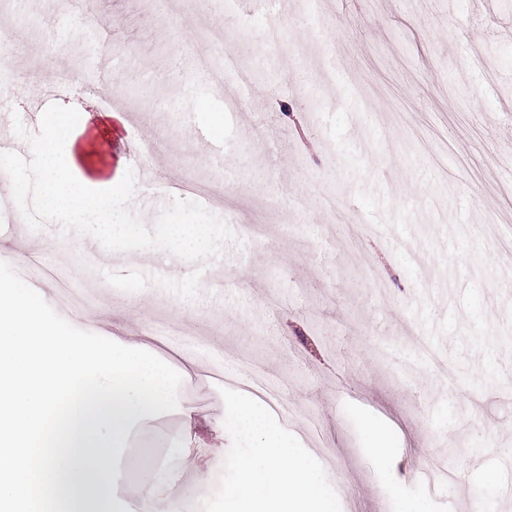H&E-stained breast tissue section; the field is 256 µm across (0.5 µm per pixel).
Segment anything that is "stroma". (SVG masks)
Wrapping results in <instances>:
<instances>
[{"label": "stroma", "instance_id": "obj_1", "mask_svg": "<svg viewBox=\"0 0 512 512\" xmlns=\"http://www.w3.org/2000/svg\"><path fill=\"white\" fill-rule=\"evenodd\" d=\"M268 8L224 21L225 47L253 67L248 93L216 91L197 68L212 14L192 0H97L90 26L69 9L9 0L0 25L23 23L31 46L0 58V76L69 72L75 93L43 94L46 112L86 114L103 145L105 178L133 168L132 210L153 225L184 199L225 219L241 239L202 273L187 301L156 285L128 293L104 272L181 278L170 254L114 255L93 238L29 230L0 187V260L49 304L70 293L74 326L127 343L143 335L185 377L179 413L130 425L112 456L110 512H147L140 485L201 512L194 490L214 491L231 439L222 389L263 378L281 392L272 415L324 467L341 512H478L484 491L512 490V0H304L282 23L287 51L265 52ZM479 53L482 66L468 62ZM332 72L341 94L303 96L296 69ZM224 115L218 147L204 117ZM288 113H281V106ZM22 154L18 179L36 183L39 130L20 94L0 97ZM125 122L115 125L113 112ZM288 134L284 156L269 152ZM150 138L153 179L127 142ZM224 283L211 292L209 280ZM392 436L389 459L367 445L364 422ZM446 463L427 490L419 473ZM496 476L488 484L484 472Z\"/></svg>", "mask_w": 512, "mask_h": 512}]
</instances>
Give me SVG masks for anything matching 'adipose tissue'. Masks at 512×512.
Here are the masks:
<instances>
[{
	"instance_id": "1",
	"label": "adipose tissue",
	"mask_w": 512,
	"mask_h": 512,
	"mask_svg": "<svg viewBox=\"0 0 512 512\" xmlns=\"http://www.w3.org/2000/svg\"><path fill=\"white\" fill-rule=\"evenodd\" d=\"M39 162L43 177L38 185L41 200L49 206L87 211L101 208L105 198L129 199L132 191L120 176L107 183L105 195L92 189L95 173L84 174L80 165L97 152L98 130L76 126L68 112L40 115Z\"/></svg>"
}]
</instances>
